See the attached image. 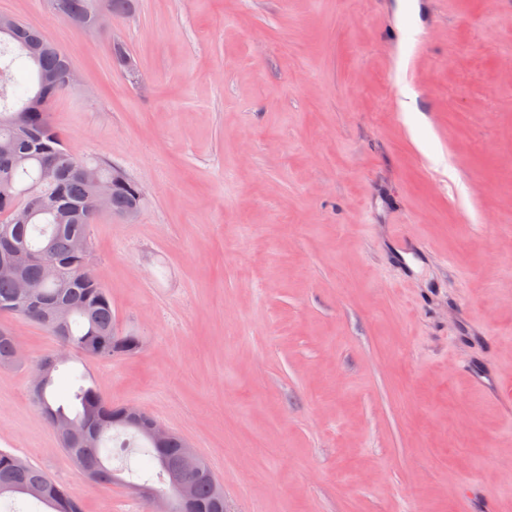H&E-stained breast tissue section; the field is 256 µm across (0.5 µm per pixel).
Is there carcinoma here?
<instances>
[{
  "instance_id": "carcinoma-1",
  "label": "carcinoma",
  "mask_w": 512,
  "mask_h": 512,
  "mask_svg": "<svg viewBox=\"0 0 512 512\" xmlns=\"http://www.w3.org/2000/svg\"><path fill=\"white\" fill-rule=\"evenodd\" d=\"M56 15L66 22L98 27L104 17H123L136 8V0H51ZM0 142L14 150L0 154V254L10 240L19 247L14 254L24 274L31 279L41 300L34 304L18 294L9 274H0V314L20 316L44 328L67 351L42 361L43 384L32 390L33 401L52 424L69 421L83 435L61 444L79 468L94 471V482L114 484L120 480L109 466L110 443L124 436V455L139 453L155 465L143 486L175 494L170 469L178 464L186 441L172 434L164 447L155 444L146 425L124 415L122 406L108 402L92 380L71 375L70 403L58 401L54 372L77 352L92 360L116 359L136 353L141 337L118 334L112 317V302L100 275L91 267L90 227L99 212L95 197L100 186L111 193V214L122 217L133 207L141 208L143 195L137 183L104 161L86 159L71 151L49 118L51 103L72 90L65 79L72 65L69 54L50 42L36 26L17 17L0 15ZM20 63L33 75L32 91L23 98H10L14 82L12 67ZM81 238L85 249L74 251ZM47 252L57 264L53 277L32 256ZM66 302L71 316L59 332L49 320L53 306ZM18 361L13 332L0 328V366ZM30 497L51 512H82L78 499L65 492L42 468L30 460L0 450V500L5 512H13L12 499ZM194 500L200 512H224V491L211 477L194 483Z\"/></svg>"
}]
</instances>
